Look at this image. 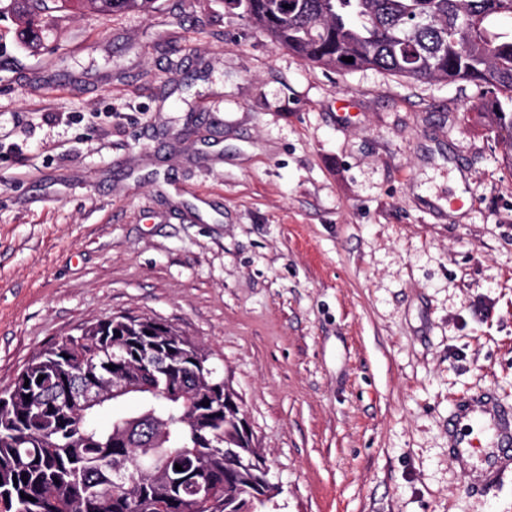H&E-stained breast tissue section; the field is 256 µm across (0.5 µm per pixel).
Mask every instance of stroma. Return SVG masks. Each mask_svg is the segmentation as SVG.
<instances>
[{"mask_svg": "<svg viewBox=\"0 0 512 512\" xmlns=\"http://www.w3.org/2000/svg\"><path fill=\"white\" fill-rule=\"evenodd\" d=\"M0 15V388L108 317L202 343L271 512H512L448 459L512 408V167L475 84L302 62L229 0Z\"/></svg>", "mask_w": 512, "mask_h": 512, "instance_id": "stroma-1", "label": "stroma"}]
</instances>
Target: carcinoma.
<instances>
[{"mask_svg": "<svg viewBox=\"0 0 512 512\" xmlns=\"http://www.w3.org/2000/svg\"><path fill=\"white\" fill-rule=\"evenodd\" d=\"M83 2L10 0L32 46L53 13ZM155 2L91 0L105 14L146 11ZM236 2L308 63L484 87L473 108L502 137L512 166V31L494 29L497 18L512 17V0ZM111 364L140 385L130 393L138 409L102 429L99 414L112 406ZM80 389L104 398L88 406L69 400ZM262 462L210 355L167 322L98 321L37 353L0 393L4 512H264L272 497ZM198 486L210 495H191Z\"/></svg>", "mask_w": 512, "mask_h": 512, "instance_id": "obj_1", "label": "carcinoma"}]
</instances>
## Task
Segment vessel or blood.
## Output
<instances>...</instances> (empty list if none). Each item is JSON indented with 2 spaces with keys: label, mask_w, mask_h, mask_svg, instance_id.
<instances>
[{
  "label": "vessel or blood",
  "mask_w": 512,
  "mask_h": 512,
  "mask_svg": "<svg viewBox=\"0 0 512 512\" xmlns=\"http://www.w3.org/2000/svg\"><path fill=\"white\" fill-rule=\"evenodd\" d=\"M451 463L465 471L474 488L484 489L512 471V455L503 451L512 444V415L494 398L457 408L449 417Z\"/></svg>",
  "instance_id": "b4317fda"
}]
</instances>
